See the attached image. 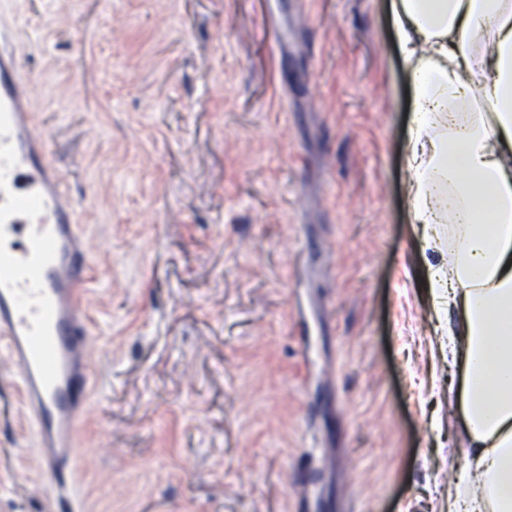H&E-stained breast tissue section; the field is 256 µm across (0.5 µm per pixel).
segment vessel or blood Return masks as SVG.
Here are the masks:
<instances>
[{
    "label": "vessel or blood",
    "instance_id": "1",
    "mask_svg": "<svg viewBox=\"0 0 512 512\" xmlns=\"http://www.w3.org/2000/svg\"><path fill=\"white\" fill-rule=\"evenodd\" d=\"M19 33L0 15V359L16 373L55 512H80L72 476L96 379L84 305L96 256L30 109Z\"/></svg>",
    "mask_w": 512,
    "mask_h": 512
}]
</instances>
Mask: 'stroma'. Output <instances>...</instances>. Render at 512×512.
<instances>
[{
  "label": "stroma",
  "instance_id": "1",
  "mask_svg": "<svg viewBox=\"0 0 512 512\" xmlns=\"http://www.w3.org/2000/svg\"><path fill=\"white\" fill-rule=\"evenodd\" d=\"M97 258L84 512H448L452 369L388 0H8ZM0 362V512H52Z\"/></svg>",
  "mask_w": 512,
  "mask_h": 512
}]
</instances>
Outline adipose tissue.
Here are the masks:
<instances>
[{"mask_svg": "<svg viewBox=\"0 0 512 512\" xmlns=\"http://www.w3.org/2000/svg\"><path fill=\"white\" fill-rule=\"evenodd\" d=\"M413 86L402 194L467 438L448 512H512V0H389Z\"/></svg>", "mask_w": 512, "mask_h": 512, "instance_id": "obj_1", "label": "adipose tissue"}]
</instances>
